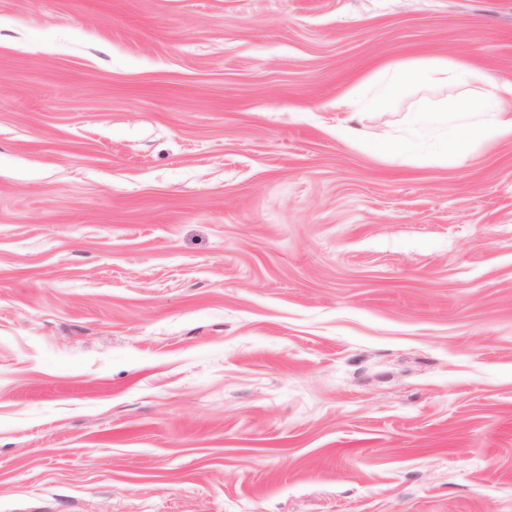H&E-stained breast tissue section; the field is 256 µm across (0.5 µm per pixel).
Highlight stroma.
Returning <instances> with one entry per match:
<instances>
[{
	"label": "stroma",
	"instance_id": "obj_1",
	"mask_svg": "<svg viewBox=\"0 0 512 512\" xmlns=\"http://www.w3.org/2000/svg\"><path fill=\"white\" fill-rule=\"evenodd\" d=\"M486 75L512 0H0V512H512ZM512 95V83L492 79L480 99H460L449 110L418 112L415 121L447 127L442 153L462 155L474 142L495 141L512 135V115L501 106L503 94Z\"/></svg>",
	"mask_w": 512,
	"mask_h": 512
}]
</instances>
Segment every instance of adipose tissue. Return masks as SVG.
Instances as JSON below:
<instances>
[{"instance_id":"1","label":"adipose tissue","mask_w":512,"mask_h":512,"mask_svg":"<svg viewBox=\"0 0 512 512\" xmlns=\"http://www.w3.org/2000/svg\"><path fill=\"white\" fill-rule=\"evenodd\" d=\"M512 95V83L490 80L480 99H462L451 108L418 115L421 123L446 126L443 154L461 155L474 142H491L512 135V113L502 107L504 94Z\"/></svg>"}]
</instances>
